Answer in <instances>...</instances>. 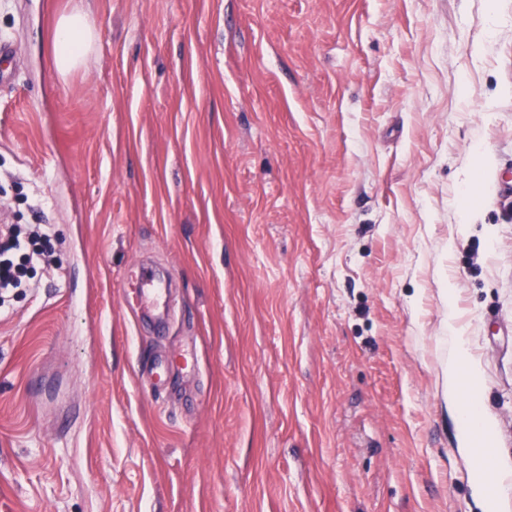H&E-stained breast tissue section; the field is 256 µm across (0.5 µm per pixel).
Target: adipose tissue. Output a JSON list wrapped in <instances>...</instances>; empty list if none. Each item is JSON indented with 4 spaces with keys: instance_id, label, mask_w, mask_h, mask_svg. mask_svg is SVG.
I'll list each match as a JSON object with an SVG mask.
<instances>
[{
    "instance_id": "obj_1",
    "label": "adipose tissue",
    "mask_w": 512,
    "mask_h": 512,
    "mask_svg": "<svg viewBox=\"0 0 512 512\" xmlns=\"http://www.w3.org/2000/svg\"><path fill=\"white\" fill-rule=\"evenodd\" d=\"M54 61L60 72L79 66L96 42V32L81 11L59 18L55 29ZM446 396L456 422L460 453L472 461L471 488L482 512H500L502 500L512 491V473L490 478L485 451L496 441L493 419L483 410L479 396L481 376L469 356L456 322L448 324V364L444 370Z\"/></svg>"
}]
</instances>
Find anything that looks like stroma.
<instances>
[{"label":"stroma","mask_w":512,"mask_h":512,"mask_svg":"<svg viewBox=\"0 0 512 512\" xmlns=\"http://www.w3.org/2000/svg\"><path fill=\"white\" fill-rule=\"evenodd\" d=\"M1 38L0 225L53 262L0 306V512H481L443 372L453 312L512 470V0H0ZM54 61L66 73L79 66L96 42V32L85 15L77 10L62 15L55 29Z\"/></svg>","instance_id":"35a3bbf8"}]
</instances>
